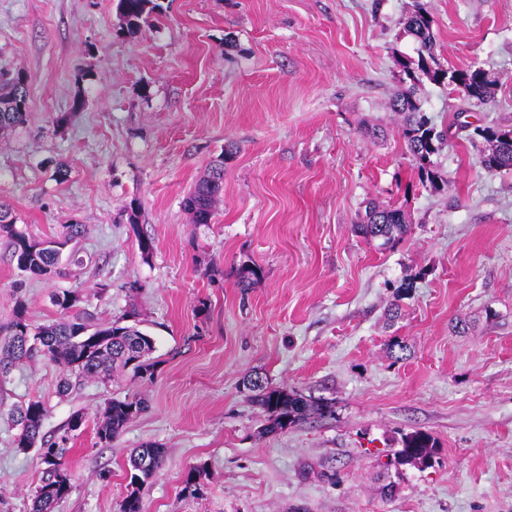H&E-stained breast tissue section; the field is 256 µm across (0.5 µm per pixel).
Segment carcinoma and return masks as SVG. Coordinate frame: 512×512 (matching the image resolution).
<instances>
[{"label": "carcinoma", "mask_w": 512, "mask_h": 512, "mask_svg": "<svg viewBox=\"0 0 512 512\" xmlns=\"http://www.w3.org/2000/svg\"><path fill=\"white\" fill-rule=\"evenodd\" d=\"M119 10L126 19L127 27L134 30L154 13L159 4L154 0H119ZM433 19L424 0H416L414 10L407 19V32L417 43L416 55L404 56L398 65L408 88L398 94L391 103V109L403 115L399 135L409 157L414 162L421 179L435 183L431 157L443 143L444 135L436 131L416 96L421 76L437 84H447L468 99L488 102L494 98L495 82L488 73L475 66L465 70H444L433 67L436 63ZM29 86L25 75L18 72L9 77L0 73V131L23 124L28 118ZM512 128L506 126L476 127L471 138L481 139L483 148L478 157L480 167L493 173L512 168ZM224 159H219L209 173L195 184L184 198V208L192 215L195 224H208L216 198L223 188ZM409 224L403 210L372 205L366 212L365 223L357 230L369 240L379 241L387 248L399 241L407 232ZM89 225L74 223L67 225V232L58 238L44 241L31 239L16 227L11 206L0 202V236L7 238L11 261L23 276L51 277L60 274L59 258L69 245L85 236ZM53 304L67 317L37 327L28 323L25 306L18 303L15 319L0 336V377L24 362L41 358L54 364L63 373L62 387L69 390L83 379L97 378L102 382L111 380L118 370H132L138 378H153L155 362L150 354L154 348L151 336L125 319L134 316L130 312L109 324H91L80 313L70 314L76 307L78 296L69 290L56 293ZM243 385L251 399L268 414V431H285L289 426L303 420L315 409L306 398L285 388L272 387L257 373L244 378ZM147 405L140 396L114 399L106 407L98 422L96 437L98 443L110 445L123 432L128 423L145 411ZM47 408L40 401H32L14 410L16 425L20 432L14 443L16 447L38 448L45 464L48 477L36 489L32 512H54L55 504L71 491V485L64 484L68 475L65 466L69 433L80 429L82 416L77 414L68 422L64 434L54 439L41 435ZM402 448L395 452L394 465H414L421 468L432 466L437 454L435 438L421 429L402 436ZM165 449L154 443H147L137 449L130 458L129 486L126 497L120 504L119 512H142L139 490L164 464Z\"/></svg>", "instance_id": "cac0c4a2"}]
</instances>
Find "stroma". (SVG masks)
Returning <instances> with one entry per match:
<instances>
[{"label": "stroma", "instance_id": "stroma-1", "mask_svg": "<svg viewBox=\"0 0 512 512\" xmlns=\"http://www.w3.org/2000/svg\"><path fill=\"white\" fill-rule=\"evenodd\" d=\"M158 2L130 32L118 0H0V67L29 82L27 121L0 133V201L39 241L89 227L81 264L48 279L22 277L0 237V326L20 302L32 325L57 319L70 290L98 324L136 309L155 363L65 393L41 360L1 380L0 512H28L47 469L13 444L8 412L32 400L49 438L84 416L54 512H119L148 442L166 458L143 512H512V169H481L460 127L512 125V0H427L439 64L498 82L488 105L424 82L448 131L433 188L389 108L415 0ZM229 147L213 217L192 223L183 200ZM371 200L406 214L394 248L353 230ZM253 371L325 414L267 432ZM131 395L146 411L99 445L108 401ZM415 428L433 466H389Z\"/></svg>", "mask_w": 512, "mask_h": 512}]
</instances>
